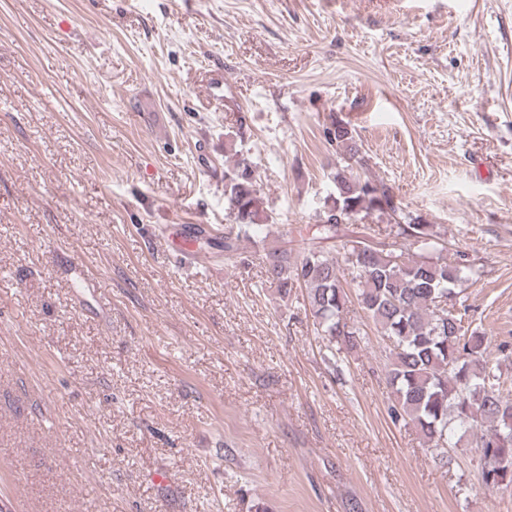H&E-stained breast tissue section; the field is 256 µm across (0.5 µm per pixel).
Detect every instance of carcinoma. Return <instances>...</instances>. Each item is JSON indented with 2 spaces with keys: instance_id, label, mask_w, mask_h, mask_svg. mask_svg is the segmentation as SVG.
Masks as SVG:
<instances>
[{
  "instance_id": "obj_1",
  "label": "carcinoma",
  "mask_w": 512,
  "mask_h": 512,
  "mask_svg": "<svg viewBox=\"0 0 512 512\" xmlns=\"http://www.w3.org/2000/svg\"><path fill=\"white\" fill-rule=\"evenodd\" d=\"M339 154L354 158L353 131L338 122L328 134ZM336 197L319 213L320 239L334 240L343 224L397 217L400 247L351 236L342 244L353 269L359 305L386 338V376L394 395L391 416L414 428L435 449L448 447V431L456 426L476 432L480 466L488 488L512 486V396L500 388V377L485 359V336L464 325L457 308L461 286L471 268L432 253L439 246L433 225L420 215L404 213L381 183L353 175L342 167L334 176ZM224 198L232 224L224 228V260L238 262V242L259 225L256 180L246 166L224 171ZM270 279L281 297L296 285L309 288L310 314L317 331L342 351L360 346L358 324L347 318L349 302L338 260L313 244L294 255L286 248L266 254ZM448 300L437 310L436 299Z\"/></svg>"
}]
</instances>
